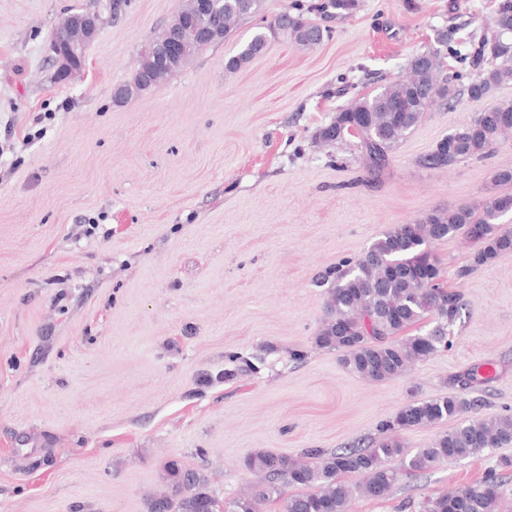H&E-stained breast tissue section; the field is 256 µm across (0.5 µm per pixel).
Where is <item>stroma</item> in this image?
Returning <instances> with one entry per match:
<instances>
[{
  "label": "stroma",
  "mask_w": 512,
  "mask_h": 512,
  "mask_svg": "<svg viewBox=\"0 0 512 512\" xmlns=\"http://www.w3.org/2000/svg\"><path fill=\"white\" fill-rule=\"evenodd\" d=\"M183 0H0V512H149L164 466L200 468L219 500L264 476L247 457L367 447L411 396L456 391L472 367L470 417L512 413V253L458 278L464 236L434 245L466 307L453 346L369 382L316 347V277L390 228L492 192L512 138L482 160L421 159L485 108L458 96L430 108L362 182L353 141L316 135L355 99L405 79L437 30L492 29L500 0H263L219 42L124 102L140 52ZM99 10L82 70L48 57L64 18ZM289 11L329 30L285 37L235 72L227 59L262 21ZM304 351L294 361L290 351ZM256 368L225 378L227 353ZM205 457H198V450ZM484 453L401 474L349 512H418L427 496L499 469Z\"/></svg>",
  "instance_id": "obj_1"
}]
</instances>
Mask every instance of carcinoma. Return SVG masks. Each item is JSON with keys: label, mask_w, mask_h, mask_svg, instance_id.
Listing matches in <instances>:
<instances>
[{"label": "carcinoma", "mask_w": 512, "mask_h": 512, "mask_svg": "<svg viewBox=\"0 0 512 512\" xmlns=\"http://www.w3.org/2000/svg\"><path fill=\"white\" fill-rule=\"evenodd\" d=\"M261 0H218L211 22L229 32L240 18L259 11ZM512 0H500L493 30L472 37L461 60L467 67L468 83L463 92L473 100L490 97L501 83L512 79ZM288 35L297 46L312 48L324 38L322 29L302 16L278 17L259 28L243 48L226 63L234 72L265 50L269 38ZM448 32L436 36V47L409 61L407 80L365 96L336 113L332 123L318 132V139L331 144L349 137L358 140L365 172L378 175L386 166L389 152L417 125L435 102L450 104L458 95L459 75L444 74ZM202 48L192 44L181 59L171 63L161 79L182 69ZM512 103L499 102L475 113L462 127L440 140L422 163L442 168L461 161L483 159L497 144L512 134ZM512 211V194H494L473 204L446 211L436 210L417 224H401L383 234L362 254L345 257L325 272L330 284L326 317L314 337L320 348L339 353L342 366L353 374L374 381L403 375L409 364L424 360L453 346L448 336L402 335L425 320L452 329L461 317L463 295L444 287L431 243L462 233L472 243L469 264L458 271L463 278L491 264L499 255L512 252V229L502 218ZM427 264L432 278L421 280L415 269ZM485 378L471 369L457 378L459 392L439 397L411 399L397 414L381 423L379 437L367 448L328 451L307 448L299 460L266 451L252 454L249 469L262 472L266 483L253 496H242L224 505L204 490L203 473L197 469L170 470L172 494L153 498L149 512L164 503L167 512H262L265 503L278 501L281 512H348L354 493L381 499L399 478V470L415 473L434 465L465 459L486 450L512 446V415L469 418L472 401L465 397ZM448 419L456 426L439 434L427 448L404 447L399 433L435 426ZM350 475L364 481L353 488ZM294 492L285 493V487ZM502 483L497 473L437 497H427L419 512H500Z\"/></svg>", "instance_id": "obj_1"}]
</instances>
